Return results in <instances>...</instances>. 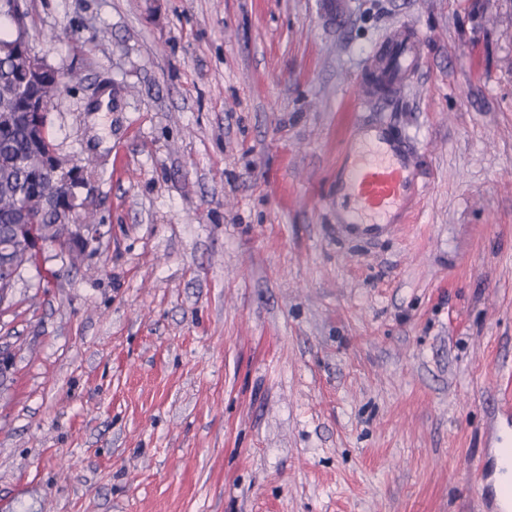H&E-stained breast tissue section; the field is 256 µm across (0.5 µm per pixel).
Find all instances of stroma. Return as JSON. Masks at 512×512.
<instances>
[{"mask_svg":"<svg viewBox=\"0 0 512 512\" xmlns=\"http://www.w3.org/2000/svg\"><path fill=\"white\" fill-rule=\"evenodd\" d=\"M105 234L0 306V512H477L512 440V0H26ZM412 89L359 103L391 30ZM422 194L336 229L354 118Z\"/></svg>","mask_w":512,"mask_h":512,"instance_id":"35a3bbf8","label":"stroma"}]
</instances>
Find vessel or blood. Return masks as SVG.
<instances>
[{"label":"vessel or blood","instance_id":"b4317fda","mask_svg":"<svg viewBox=\"0 0 512 512\" xmlns=\"http://www.w3.org/2000/svg\"><path fill=\"white\" fill-rule=\"evenodd\" d=\"M425 36L415 26L402 24L389 34L379 55L373 56V81L362 86L363 98H390L410 84L420 63ZM370 127L373 136L351 142L343 166L345 204L339 216L342 229L353 236L376 237L393 229L392 215L407 211L420 196L415 182L412 156L404 136L382 124ZM495 456H488L478 485L481 512H512V493L501 494V485L512 486V477L503 478Z\"/></svg>","mask_w":512,"mask_h":512}]
</instances>
